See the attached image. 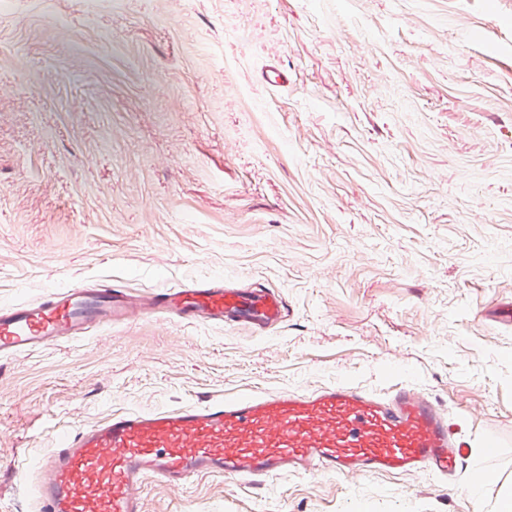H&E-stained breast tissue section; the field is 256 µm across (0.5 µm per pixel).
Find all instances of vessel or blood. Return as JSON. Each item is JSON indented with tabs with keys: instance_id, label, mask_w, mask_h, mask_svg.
Returning <instances> with one entry per match:
<instances>
[{
	"instance_id": "b4317fda",
	"label": "vessel or blood",
	"mask_w": 512,
	"mask_h": 512,
	"mask_svg": "<svg viewBox=\"0 0 512 512\" xmlns=\"http://www.w3.org/2000/svg\"><path fill=\"white\" fill-rule=\"evenodd\" d=\"M286 313L278 290L221 280L145 295L119 283L52 288L0 306V359L157 315L267 333ZM468 448L440 405L416 387L381 395L339 380L313 390L114 413L58 433L49 452L28 461L25 480L38 512H142L141 490L152 480L185 486L221 474L258 485L283 474L418 473L446 482L463 467Z\"/></svg>"
}]
</instances>
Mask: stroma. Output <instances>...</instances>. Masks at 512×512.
Listing matches in <instances>:
<instances>
[{"label": "stroma", "mask_w": 512, "mask_h": 512, "mask_svg": "<svg viewBox=\"0 0 512 512\" xmlns=\"http://www.w3.org/2000/svg\"><path fill=\"white\" fill-rule=\"evenodd\" d=\"M218 279L279 289L285 320L153 318L0 360V512H31L22 464L57 432L336 380L425 391L464 469L153 481L143 512L512 497V0H0V304Z\"/></svg>", "instance_id": "1"}]
</instances>
